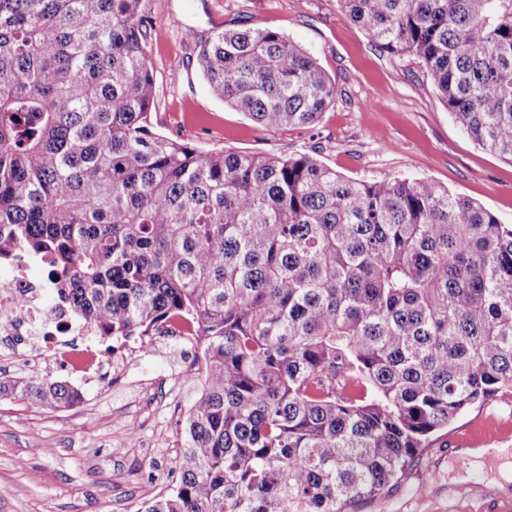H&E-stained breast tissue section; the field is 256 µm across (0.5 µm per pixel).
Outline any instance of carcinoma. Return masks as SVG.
I'll return each mask as SVG.
<instances>
[{
  "mask_svg": "<svg viewBox=\"0 0 512 512\" xmlns=\"http://www.w3.org/2000/svg\"><path fill=\"white\" fill-rule=\"evenodd\" d=\"M424 64L454 122L512 163V0H341ZM142 0H0V264L37 259L103 340L195 336L174 486L137 512H353L464 410L512 391V225L432 181L303 154L201 153L151 130ZM210 94L267 129L336 97L274 28L223 30ZM64 411L49 378L0 398Z\"/></svg>",
  "mask_w": 512,
  "mask_h": 512,
  "instance_id": "obj_1",
  "label": "carcinoma"
}]
</instances>
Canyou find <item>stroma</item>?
<instances>
[{"label": "stroma", "instance_id": "1", "mask_svg": "<svg viewBox=\"0 0 512 512\" xmlns=\"http://www.w3.org/2000/svg\"><path fill=\"white\" fill-rule=\"evenodd\" d=\"M164 39L151 42L153 132L200 152L308 154L361 181L426 180L466 195L512 224V164L477 146L454 123L416 57L379 49L340 0H143ZM272 27L306 48L336 85V101L310 128H262L210 95L198 45L224 28ZM100 362L74 375L44 358L32 367L0 355V377H48L83 400L50 412L0 398V512H137L169 491L184 439L177 427L197 389L189 349L156 339L123 370L125 344L98 342ZM471 448L512 449V394L457 416L436 433L388 496L357 512H512V489ZM465 475L467 494L453 479Z\"/></svg>", "mask_w": 512, "mask_h": 512}]
</instances>
